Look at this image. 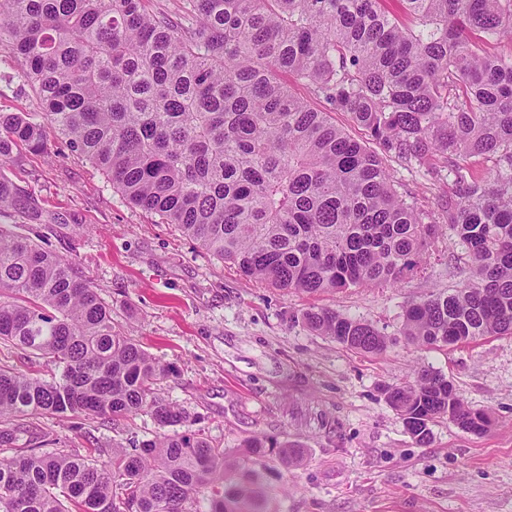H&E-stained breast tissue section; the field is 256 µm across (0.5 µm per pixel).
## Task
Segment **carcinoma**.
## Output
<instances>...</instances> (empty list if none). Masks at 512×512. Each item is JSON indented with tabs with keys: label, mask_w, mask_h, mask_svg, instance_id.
I'll return each instance as SVG.
<instances>
[{
	"label": "carcinoma",
	"mask_w": 512,
	"mask_h": 512,
	"mask_svg": "<svg viewBox=\"0 0 512 512\" xmlns=\"http://www.w3.org/2000/svg\"><path fill=\"white\" fill-rule=\"evenodd\" d=\"M0 0V50L20 59L41 120L0 113V164L48 149L46 128L102 170L128 202L244 275L309 295L392 286L421 267L441 225L426 221L388 163L437 178L442 218L464 252L460 286L409 303L400 335L437 349L512 335V0ZM365 139L294 96L288 77ZM491 164L476 175L472 161ZM21 190L0 176V211ZM302 322L369 354L392 340L372 322L308 309ZM45 359L47 379L0 367V446L36 415L120 422L153 439L99 462L30 452L0 461V512H280L253 459L304 450L255 435L235 455L160 398L174 367L112 324L73 262L0 224V342ZM419 443L448 417L481 433L487 413L424 368L385 389Z\"/></svg>",
	"instance_id": "1"
}]
</instances>
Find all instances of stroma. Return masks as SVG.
<instances>
[{
  "label": "stroma",
  "instance_id": "1",
  "mask_svg": "<svg viewBox=\"0 0 512 512\" xmlns=\"http://www.w3.org/2000/svg\"><path fill=\"white\" fill-rule=\"evenodd\" d=\"M0 112L39 114L21 62L0 51ZM42 211H16L0 224L39 231L43 246L71 259L112 310L174 376L157 392L198 418L216 444L236 450L264 434L305 450L303 464L272 468L282 512H512V337H484L421 350L397 343L385 354L350 351L297 323L303 309L328 307L396 333L404 306L455 288L461 249L450 235L400 287H352L311 296L243 276L127 202L101 170L53 142L43 153L15 152L0 166ZM415 206L440 219L441 183L392 165ZM451 380L461 399L492 418L475 434L451 419L431 425L427 443L407 432L384 389L413 381L421 367ZM29 429L41 451L109 460L113 443L152 439L146 415L119 427L38 415Z\"/></svg>",
  "mask_w": 512,
  "mask_h": 512
}]
</instances>
